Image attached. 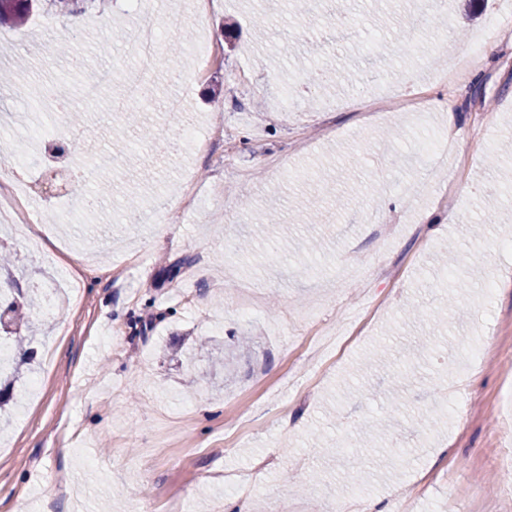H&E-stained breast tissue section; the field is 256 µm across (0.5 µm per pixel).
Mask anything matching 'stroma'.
I'll use <instances>...</instances> for the list:
<instances>
[{"mask_svg":"<svg viewBox=\"0 0 512 512\" xmlns=\"http://www.w3.org/2000/svg\"><path fill=\"white\" fill-rule=\"evenodd\" d=\"M504 5L456 0L429 27L415 0H213L197 27L165 2L154 69L180 46L195 74L182 127L224 131L207 152L165 159L80 93L130 62L141 18L127 0L0 27V160L33 140L38 184L46 168L114 158L97 211L72 186L69 222L50 191L37 223L0 229L20 266L0 296L82 283L42 309L50 334L17 356L0 512H169L173 499L179 512H336L340 499L482 512L487 459L512 449V372L469 353L512 349V20L467 71L432 78ZM62 39L78 72L40 49ZM316 59L336 85L303 74ZM399 72L413 96H380ZM26 77L60 80L82 113L68 156L48 150L50 117L13 95ZM434 97L454 126L422 110ZM130 194L162 221L118 220ZM452 399L467 408L457 422ZM347 471L357 485L337 495Z\"/></svg>","mask_w":512,"mask_h":512,"instance_id":"obj_1","label":"stroma"}]
</instances>
